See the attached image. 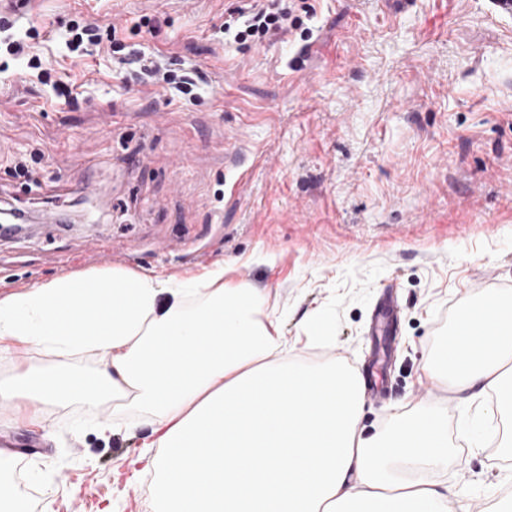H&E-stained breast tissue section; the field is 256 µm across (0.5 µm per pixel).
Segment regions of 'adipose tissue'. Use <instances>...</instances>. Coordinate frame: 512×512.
<instances>
[{
    "mask_svg": "<svg viewBox=\"0 0 512 512\" xmlns=\"http://www.w3.org/2000/svg\"><path fill=\"white\" fill-rule=\"evenodd\" d=\"M198 294L204 305L190 308ZM21 346L106 355L91 373L15 365L0 407L103 400V433L143 412L158 512H452L425 477L450 450L442 415L364 435L357 371L292 361L264 296L225 285L223 269L179 281L106 267L0 292V356ZM436 366L512 417V300L465 307Z\"/></svg>",
    "mask_w": 512,
    "mask_h": 512,
    "instance_id": "1",
    "label": "adipose tissue"
}]
</instances>
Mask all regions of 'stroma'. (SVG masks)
Listing matches in <instances>:
<instances>
[{
  "mask_svg": "<svg viewBox=\"0 0 512 512\" xmlns=\"http://www.w3.org/2000/svg\"><path fill=\"white\" fill-rule=\"evenodd\" d=\"M251 0H0L28 33L0 72V209L35 215L0 241V291L124 267L190 278L220 267L258 288L292 358L366 374L381 359L383 397L366 394L365 434L421 409L446 413L454 452L432 480L465 512L512 496V460L461 439L469 393L431 380L462 304L512 297V12L492 0H296L299 28L260 41L221 36ZM87 19L116 28L126 52L199 67L189 97L134 84L108 44L70 52ZM138 34H130L134 22ZM39 56L51 70L30 68ZM75 84L71 108L54 81ZM68 222L43 223V212ZM396 330L372 331L385 291ZM324 321L330 336L308 342ZM100 368L21 347L13 364ZM110 409L78 399L39 425L0 409V435L23 451L31 512H156L141 457L153 439L139 411L100 436Z\"/></svg>",
  "mask_w": 512,
  "mask_h": 512,
  "instance_id": "35a3bbf8",
  "label": "stroma"
}]
</instances>
